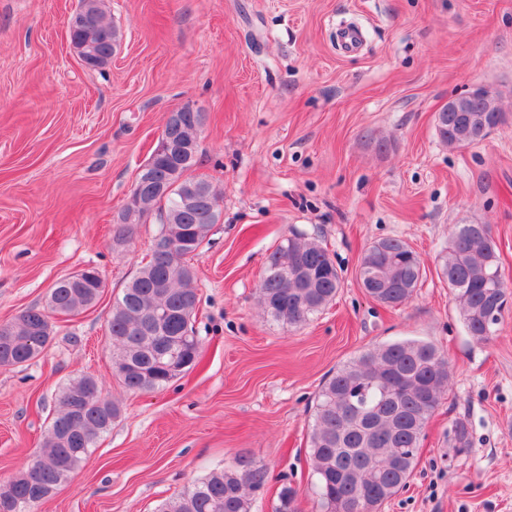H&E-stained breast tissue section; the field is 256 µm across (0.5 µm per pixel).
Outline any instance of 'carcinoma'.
<instances>
[{
	"instance_id": "carcinoma-1",
	"label": "carcinoma",
	"mask_w": 512,
	"mask_h": 512,
	"mask_svg": "<svg viewBox=\"0 0 512 512\" xmlns=\"http://www.w3.org/2000/svg\"><path fill=\"white\" fill-rule=\"evenodd\" d=\"M73 44L97 42L112 49L118 30L97 0L92 24L69 26ZM485 111L490 123L506 121L502 96L494 93ZM440 140L452 147L482 141L466 126L448 125V113L435 121ZM198 158L182 167L177 186L158 195L155 185L165 168L150 159L132 186L140 193L141 210L157 207L159 237L192 245L174 252L152 251L149 261L112 303L107 321L112 372L132 392L151 393L192 370L200 342L192 321L198 303L196 275L188 258L209 241L221 214L218 195L203 180L186 176ZM199 187L204 201L189 204L184 190ZM295 268L284 274L285 264ZM424 265L405 241L386 238L364 252L358 278L376 302L397 307L407 302L423 278ZM441 274L457 303L472 339L485 344L504 318L507 296L499 255L488 224H455ZM341 277L328 250L303 233L284 239L268 255L257 288V304L271 320L299 328L336 298ZM105 288L102 273L83 269V279L57 280L43 309L29 308L0 324V367L23 366L38 358L53 339L52 315L76 317L95 306ZM450 376L443 354L431 343L415 339L374 346L336 370L317 397L310 429V456L320 512H378L408 483L417 465L425 428L448 390ZM80 426L67 431L72 415ZM121 409L98 379L80 375L60 391L59 410L47 428L42 448L26 467L0 486V512H36L40 504L86 465L98 438L112 428ZM267 480V470L247 457L236 466L212 471L156 512H251L252 498ZM275 512H299L296 492L281 491Z\"/></svg>"
}]
</instances>
